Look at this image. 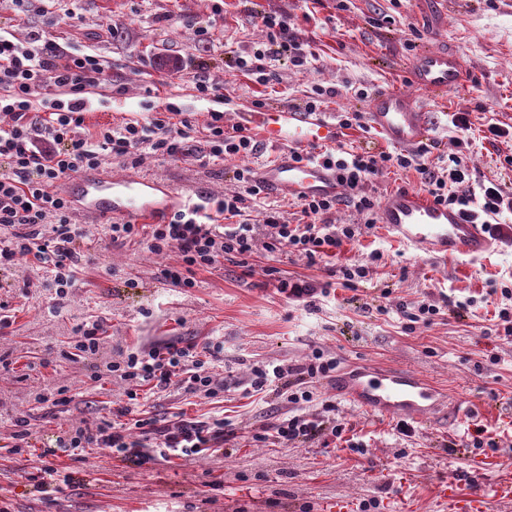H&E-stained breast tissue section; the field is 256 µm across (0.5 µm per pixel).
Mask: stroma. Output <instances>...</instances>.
<instances>
[{"mask_svg": "<svg viewBox=\"0 0 512 512\" xmlns=\"http://www.w3.org/2000/svg\"><path fill=\"white\" fill-rule=\"evenodd\" d=\"M73 19L47 28L41 15L23 11L14 0H0V27L13 28L22 41L49 30L60 44L76 41L94 46L112 64V84L94 95L85 113L89 126L123 120L124 110L143 120L179 107L184 112L211 109L234 114L261 101L304 106L314 86L394 88L415 96L430 114L432 138L426 160L440 163L458 137L450 117L467 113L473 140L464 155L481 175L512 192V143L492 147L479 131L489 120L512 125V0H433L442 13L438 39L418 15L419 0H75ZM285 13L299 40L316 61L312 71L277 67L266 84L234 68L237 57L258 48L264 39L254 13ZM215 21L202 41L186 18ZM112 20L117 30L101 41L96 30ZM460 53L470 69L462 90L435 97L418 91L408 78L409 66L426 44ZM220 86L221 97L202 96L194 88L198 63ZM168 86H159L160 78ZM275 149L261 157L200 166L193 158L162 160L143 155L137 166L116 160L104 168L118 175L151 176L173 187L184 201L238 191L233 174L239 167L272 164ZM84 251L94 259L78 274L76 288L63 300L39 294V279L27 267L0 274V299L14 309L13 332L0 336V356L11 367L0 370V407L26 410L32 387L52 383L64 389L68 412L37 421L31 437L37 451L54 445L71 424L93 426L122 399L127 386L115 380L93 385L92 366L68 361L63 350L83 318L102 315L110 338L99 353L107 363L119 350L177 340L212 342L222 347L217 368L229 388L223 399L187 394L170 386L147 395L145 417L223 416L232 429L223 455L208 459H175L135 468L95 451L83 461L57 458L58 467L73 471L75 490L46 495L27 476L45 460L36 454L16 460L4 451L10 424L0 425V506L9 512H450L440 497L454 485L460 496L486 495V512H512V498L493 496L495 486L512 482V344L499 340L495 290L512 284V216L501 224L493 249L476 260L443 259L406 247L382 228H364L343 242L323 264L308 266L288 252L257 250L246 263L225 261L194 273L195 287L175 288L160 274L181 263L178 251L158 256L146 245L107 250L102 224L74 214ZM382 255L355 289L337 287L329 297L292 302L278 293L268 267L307 281H328V269L356 264L371 252ZM27 288H20V281ZM466 303L463 315L452 312L406 327L402 309L443 298ZM335 358L337 376L375 367L399 369L437 386L447 397L437 418L413 421L412 436L402 435L396 414H376L353 404L335 385H314L318 398L310 413L321 412L322 400L336 404V421L344 431L334 446L322 440L277 445L255 435L291 414L277 391L245 397L242 385L257 364L298 365L315 351ZM486 431L487 444L474 447V428Z\"/></svg>", "mask_w": 512, "mask_h": 512, "instance_id": "1", "label": "stroma"}]
</instances>
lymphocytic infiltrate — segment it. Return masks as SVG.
Returning a JSON list of instances; mask_svg holds the SVG:
<instances>
[{
	"label": "lymphocytic infiltrate",
	"mask_w": 512,
	"mask_h": 512,
	"mask_svg": "<svg viewBox=\"0 0 512 512\" xmlns=\"http://www.w3.org/2000/svg\"><path fill=\"white\" fill-rule=\"evenodd\" d=\"M255 22L265 30L266 41L250 58L237 59L239 69L265 83L282 60L300 70L311 66L312 54L294 34L287 16L261 13ZM110 80L109 67L98 54L74 52L48 33L39 44L24 45L0 30V114L10 119L8 127L0 126V271L36 264L45 291L58 301L75 287L78 272L88 261L77 246L82 229L72 220L71 200L57 189L60 182L99 170L109 158L137 162L145 151L162 159L190 156L204 167L262 151L245 127L225 130L220 112L207 113L201 123L191 114L172 111L155 113L141 122L89 129L80 104ZM452 123L462 135L453 140L447 164L434 170L425 164L422 147L378 157L347 149L342 143L324 151L293 153L294 161L321 160L332 167L341 186L350 190L354 207L366 213L364 224L333 222L339 202L335 196L300 198V216L294 222L277 209L267 208L261 223H249L246 215L256 207L265 187L256 180L253 168L245 166L235 172L241 191L211 203L184 204L161 224H106L105 245L120 250L139 241L159 256L177 249L181 267L161 271L177 288L195 287L193 270L214 269L224 260L259 248L270 254L285 250L314 266L343 242L361 235L363 226L374 224L375 203L361 195L360 189L369 177H381L394 169L415 171L421 189L434 202L467 215L478 214L486 224L497 223L504 214H512V193L489 179L481 181L480 194L471 193L473 172L463 160L471 145L465 135L469 119L457 112ZM105 334L103 319L81 321L68 343L66 358L77 362L96 356ZM219 360V347L194 341L120 351L105 372L128 384L125 402L110 409L96 426L72 424L54 448L41 450L47 463L32 477L38 491L62 493L76 487L74 472L53 463L60 453L80 459L101 449L122 462L146 467L223 452L231 432L221 418L201 420L178 413L156 420L135 414L140 405L138 389L144 385L159 393L177 384L194 395L220 397L224 381L216 373ZM336 367L335 358L317 351L296 367L253 366L248 385L256 392L277 387L289 403L301 406L313 402L312 384L333 380ZM342 432L329 418L301 412L265 427L261 438L288 445L325 433L336 438Z\"/></svg>",
	"instance_id": "f902f5d3"
}]
</instances>
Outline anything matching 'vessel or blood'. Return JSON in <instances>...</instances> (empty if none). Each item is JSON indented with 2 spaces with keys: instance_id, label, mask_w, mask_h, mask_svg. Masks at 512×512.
<instances>
[{
  "instance_id": "vessel-or-blood-1",
  "label": "vessel or blood",
  "mask_w": 512,
  "mask_h": 512,
  "mask_svg": "<svg viewBox=\"0 0 512 512\" xmlns=\"http://www.w3.org/2000/svg\"><path fill=\"white\" fill-rule=\"evenodd\" d=\"M410 79L417 87L440 96L466 85L468 72L458 53L425 46L411 63ZM366 117L383 142L399 148L419 146L430 135L421 105L394 89H378L368 104ZM235 120L279 153L275 164L256 172L257 180L269 190L296 199L341 193L334 169L320 162L299 164L291 158L297 148L335 145L338 138L335 124L286 107L267 112H239ZM70 194L78 212L103 221L133 216L147 224L161 222L180 199L171 186L155 178L106 176L97 172L78 178ZM379 222L392 238L404 245L423 248L447 259L461 256L473 259L489 252L494 245L485 225L467 220L457 209L435 204L415 190L388 195L380 208ZM341 388L354 404L368 411L399 412L415 419L428 418L441 401L434 386L395 371L364 369L345 376ZM442 495L450 500L454 512H485L481 496L457 499L449 485L443 488Z\"/></svg>"
}]
</instances>
